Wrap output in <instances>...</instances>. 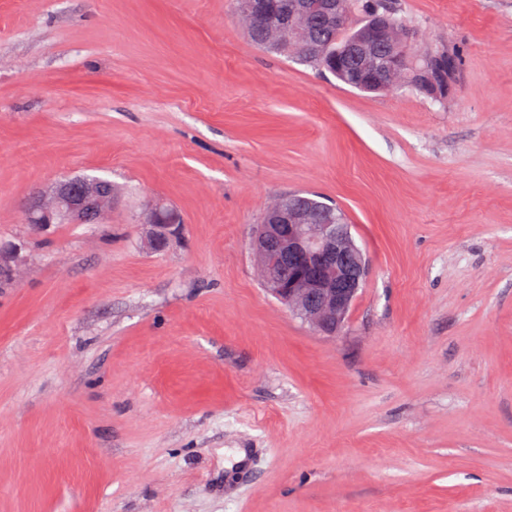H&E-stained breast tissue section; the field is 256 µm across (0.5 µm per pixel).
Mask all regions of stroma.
I'll return each mask as SVG.
<instances>
[{
    "instance_id": "1",
    "label": "stroma",
    "mask_w": 512,
    "mask_h": 512,
    "mask_svg": "<svg viewBox=\"0 0 512 512\" xmlns=\"http://www.w3.org/2000/svg\"><path fill=\"white\" fill-rule=\"evenodd\" d=\"M393 2L447 98L262 52L234 0H0V512H512V0ZM83 175L101 223H26ZM295 191L367 261L335 337L257 278ZM160 205L151 204L143 214L142 222L145 227V236L150 247L155 250L166 249L172 240L180 236L179 225L181 218L175 210V215L178 219V224L173 221H164L161 217Z\"/></svg>"
}]
</instances>
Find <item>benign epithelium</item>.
Wrapping results in <instances>:
<instances>
[{
    "instance_id": "7a95c632",
    "label": "benign epithelium",
    "mask_w": 512,
    "mask_h": 512,
    "mask_svg": "<svg viewBox=\"0 0 512 512\" xmlns=\"http://www.w3.org/2000/svg\"><path fill=\"white\" fill-rule=\"evenodd\" d=\"M270 0H240L241 13L251 22L269 23ZM298 15L312 17L305 0L283 8L279 20ZM326 25L344 28L352 19L345 0H327L317 14ZM414 32L396 24L388 15L374 14L358 37L334 53H322V43L310 44V53L336 72L351 88L383 91L391 88L392 71L407 60ZM457 74L453 54L413 67L412 84L419 90L443 98L451 90ZM112 209V187L97 177L79 176L59 180L46 192L31 197L26 221L44 229L59 221L89 224L100 221ZM142 224L150 247L166 249L180 236L179 225L161 217V206L150 205ZM252 248L258 259L259 277L269 291L296 316L323 336L338 335L357 299L367 275V263L348 224H318L312 208L282 201L266 212L254 231ZM0 257L12 279L21 264L20 250L12 248Z\"/></svg>"
}]
</instances>
